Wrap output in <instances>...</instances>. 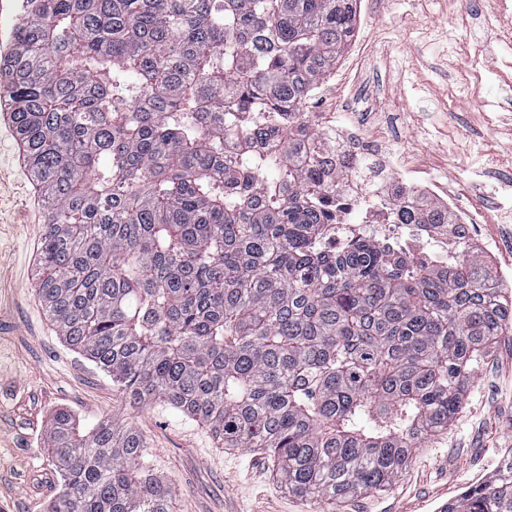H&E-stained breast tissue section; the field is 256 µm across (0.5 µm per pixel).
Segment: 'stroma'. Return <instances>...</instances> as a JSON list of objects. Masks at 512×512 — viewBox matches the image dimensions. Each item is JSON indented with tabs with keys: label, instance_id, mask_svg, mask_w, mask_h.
<instances>
[{
	"label": "stroma",
	"instance_id": "35a3bbf8",
	"mask_svg": "<svg viewBox=\"0 0 512 512\" xmlns=\"http://www.w3.org/2000/svg\"><path fill=\"white\" fill-rule=\"evenodd\" d=\"M361 0L358 35L329 92L312 101L392 145L395 175L447 185L481 222L469 245L512 286V8L481 0ZM481 69H473V59ZM42 199L0 112V512H45L65 488L48 459L59 410L142 434L174 512H436L489 481L512 449V330L479 366L446 434L419 448L393 487L329 506L288 493L273 458L219 447L167 405H133L60 338L36 291Z\"/></svg>",
	"mask_w": 512,
	"mask_h": 512
}]
</instances>
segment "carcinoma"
<instances>
[{
	"label": "carcinoma",
	"mask_w": 512,
	"mask_h": 512,
	"mask_svg": "<svg viewBox=\"0 0 512 512\" xmlns=\"http://www.w3.org/2000/svg\"><path fill=\"white\" fill-rule=\"evenodd\" d=\"M0 57L47 224L37 292L64 341L133 403L260 449L288 492L388 490L512 326L469 248L445 265L365 238L325 246L349 186L305 104L356 0H22ZM402 224H450L431 199ZM47 512H173L143 437L57 412ZM441 512H512V455Z\"/></svg>",
	"instance_id": "cac0c4a2"
}]
</instances>
